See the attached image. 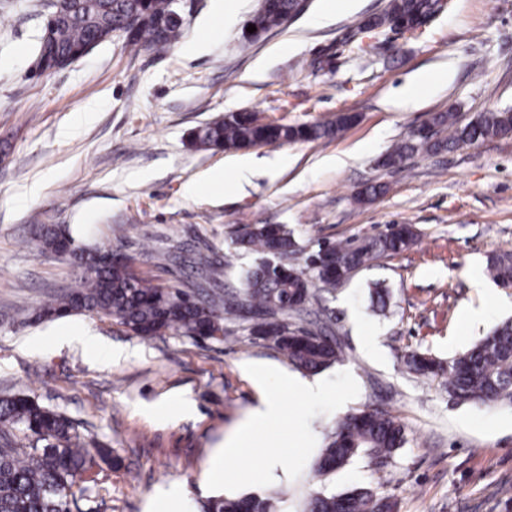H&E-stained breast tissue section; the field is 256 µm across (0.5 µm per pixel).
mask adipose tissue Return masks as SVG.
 <instances>
[{
  "mask_svg": "<svg viewBox=\"0 0 512 512\" xmlns=\"http://www.w3.org/2000/svg\"><path fill=\"white\" fill-rule=\"evenodd\" d=\"M245 370L257 385L264 388L265 379L268 374L266 366L249 363L246 364ZM281 414L282 403L280 396L264 388L259 406L253 411L251 417L240 426L235 436L228 441L225 448H222L220 455L214 458L211 467L213 482L223 483L225 458H235L238 460L241 468H250L251 454L249 449H246L244 446L245 441L253 436L260 425L280 417Z\"/></svg>",
  "mask_w": 512,
  "mask_h": 512,
  "instance_id": "obj_1",
  "label": "adipose tissue"
}]
</instances>
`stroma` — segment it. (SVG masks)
Here are the masks:
<instances>
[{
  "label": "stroma",
  "instance_id": "35a3bbf8",
  "mask_svg": "<svg viewBox=\"0 0 512 512\" xmlns=\"http://www.w3.org/2000/svg\"><path fill=\"white\" fill-rule=\"evenodd\" d=\"M44 0H0V395L23 392L68 416L85 443L111 449L75 486L80 512H197L216 496L282 493V512H303L312 495L370 486L398 512H512V406L460 403L442 380L411 372L404 356L448 359L512 317V287L486 272L489 253L512 250V137L441 156L419 153L402 170L380 161L430 113L463 118L512 108V0H447L422 32L362 31L388 0L322 19L324 0L257 41L242 32L261 0H187L180 41L163 52L131 51L123 38L96 46L64 69L37 74ZM322 68H311L315 58ZM447 71L419 91L415 107L392 101L416 71ZM256 111L289 125L338 112L355 123L332 141L254 148L282 158L271 176L240 187L231 150L193 147L190 132L225 114ZM223 182H213L214 173ZM369 183L388 192L366 204ZM411 224L417 242L357 271L335 294L320 293L343 355L319 371L324 390L285 389L288 360L234 325L228 339L195 340L169 330L153 338L116 320L81 313L34 320L32 312L73 283L69 259L39 252V225L67 228L77 244L120 250L155 284L224 290L241 285L253 255L238 251L240 227L283 224L303 263L319 245ZM167 253V261L156 258ZM224 265L209 283L210 262ZM389 291L373 311L372 289ZM480 321L467 323L473 308ZM376 355H367L365 344ZM127 359L108 362V350ZM265 364L282 418L251 440L253 470L211 459L258 404L244 362ZM388 412L407 442L388 462L357 457L320 477L315 458L350 413Z\"/></svg>",
  "mask_w": 512,
  "mask_h": 512
}]
</instances>
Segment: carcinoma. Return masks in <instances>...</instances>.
Returning <instances> with one entry per match:
<instances>
[{
  "label": "carcinoma",
  "mask_w": 512,
  "mask_h": 512,
  "mask_svg": "<svg viewBox=\"0 0 512 512\" xmlns=\"http://www.w3.org/2000/svg\"><path fill=\"white\" fill-rule=\"evenodd\" d=\"M440 0H389L384 13L368 18L363 29L386 25L405 33L435 14ZM175 0H66L48 9L44 28L59 60L78 52L96 37L122 32L127 47L164 51L179 41L182 25L173 19ZM296 13L295 0H262L250 19L256 31L245 42L258 40ZM354 120L349 113L309 125L263 120L255 112H234L192 133L202 149H247L257 144L332 140ZM512 135V110L480 112L466 121L450 107L431 115L409 138L393 145L383 165L398 168L409 156L424 151L441 155L481 140ZM416 230L391 224L376 237L329 243L316 251L315 262L298 269L272 264L273 256L299 252L298 243L282 224L248 226L235 236L241 249L258 255L243 270L238 290L210 292L200 300L191 290L163 288L137 274L127 255H98L75 245L68 229L43 225L35 234L37 248L60 255L66 251L82 268L68 291L33 313L36 319L94 312L111 317L143 338L175 330L196 340L220 339L224 324L246 320L249 333L270 343L296 368L319 371L342 355L326 335V326L290 329L288 318L301 316L315 297L313 287L334 290L353 272L381 257L407 250ZM486 271L497 284L512 286V250L487 256ZM406 366L426 377L448 374V396L459 402L512 404V320L506 321L463 353L443 361L427 351L405 356ZM406 443L404 426L376 409L347 415L327 437L316 460V472L327 475L357 456L387 461ZM105 448H88L72 421L38 404L24 393L0 396V512H69L72 489L96 464ZM274 491L265 496L216 497L202 512H276ZM305 512H397L391 498L368 487L341 493H318Z\"/></svg>",
  "instance_id": "carcinoma-1"
}]
</instances>
